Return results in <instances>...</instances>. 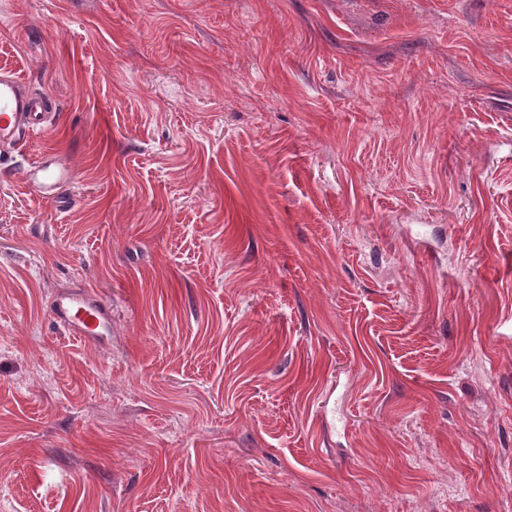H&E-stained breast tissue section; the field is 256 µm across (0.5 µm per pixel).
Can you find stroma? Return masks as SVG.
Wrapping results in <instances>:
<instances>
[{
    "mask_svg": "<svg viewBox=\"0 0 512 512\" xmlns=\"http://www.w3.org/2000/svg\"><path fill=\"white\" fill-rule=\"evenodd\" d=\"M1 67L0 512H512V0H0ZM54 107L51 97L27 92L14 72L0 71V142H17L36 133ZM25 182L35 186L44 199L62 207L66 203L59 197L61 186L72 180L70 167L57 156H47L41 162L31 165L24 172ZM50 311L56 323L84 341L100 343L110 336L112 315L106 305L90 292L58 295Z\"/></svg>",
    "mask_w": 512,
    "mask_h": 512,
    "instance_id": "35a3bbf8",
    "label": "stroma"
}]
</instances>
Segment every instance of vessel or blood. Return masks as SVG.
Returning <instances> with one entry per match:
<instances>
[{
	"label": "vessel or blood",
	"instance_id": "b4317fda",
	"mask_svg": "<svg viewBox=\"0 0 512 512\" xmlns=\"http://www.w3.org/2000/svg\"><path fill=\"white\" fill-rule=\"evenodd\" d=\"M55 106L51 97L27 92L22 80L11 71H0V142L12 143L40 130L46 112ZM27 184L35 186L44 199L63 206L61 186L72 180L70 167L56 156L45 157L24 172ZM53 320L84 341L99 343L112 330V315L94 294L81 291L58 295L52 302Z\"/></svg>",
	"mask_w": 512,
	"mask_h": 512
}]
</instances>
